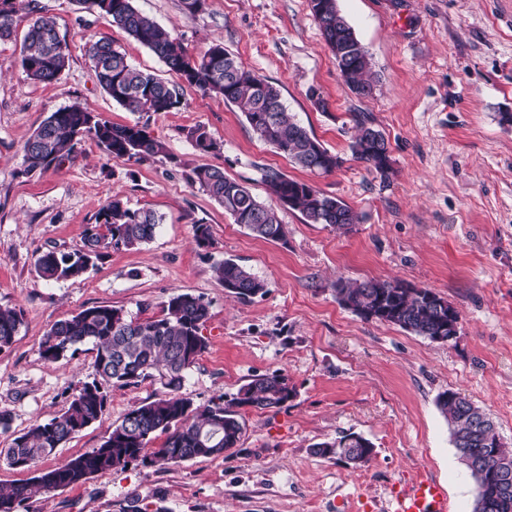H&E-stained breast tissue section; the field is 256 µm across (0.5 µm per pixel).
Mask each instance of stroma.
I'll list each match as a JSON object with an SVG mask.
<instances>
[{"instance_id": "1", "label": "stroma", "mask_w": 512, "mask_h": 512, "mask_svg": "<svg viewBox=\"0 0 512 512\" xmlns=\"http://www.w3.org/2000/svg\"><path fill=\"white\" fill-rule=\"evenodd\" d=\"M142 13L199 55L211 41L276 84L292 118L342 160L330 173L291 164L257 138L223 97L183 90L174 112H130L97 83L87 49L110 40L139 69L169 83L159 58L78 0H35L0 41V308L23 322L0 350V448L61 413L94 377L88 346L57 361L40 343L58 321L109 305L146 320L169 297L202 296L208 348L188 371L183 396L205 407L231 399L254 376L281 372L294 396L283 407L248 409L236 448L220 457L158 466L133 462L36 496L24 512H386L390 487L418 475L441 483L448 512H473L475 487L459 462L436 399L453 390L482 406L512 448V0H338L368 50L380 82L358 98L341 77L309 0H206L190 14L181 0H135ZM55 16L68 65L53 83L27 78L21 35L36 14ZM318 88L326 109L308 98ZM82 103L115 124H139L164 153L135 163L94 141L74 162L25 175L22 148L51 113ZM366 113L390 144L381 177L351 153L353 115ZM202 128L221 150L190 137ZM218 165L268 206L267 170L344 201L358 221L346 232L278 209L287 239L254 237L192 183ZM162 218L152 240L108 252L82 277L46 283L39 252L81 246L108 198ZM213 244L197 246L196 225ZM249 267L265 292L226 295L214 268L226 257ZM397 279L428 288L460 314L458 336L433 343L366 321L336 299L337 279ZM159 383L107 390L104 416L42 459L52 468L99 447ZM356 433L370 462L313 455V444Z\"/></svg>"}]
</instances>
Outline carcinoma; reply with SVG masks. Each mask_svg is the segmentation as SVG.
<instances>
[{
	"instance_id": "cac0c4a2",
	"label": "carcinoma",
	"mask_w": 512,
	"mask_h": 512,
	"mask_svg": "<svg viewBox=\"0 0 512 512\" xmlns=\"http://www.w3.org/2000/svg\"><path fill=\"white\" fill-rule=\"evenodd\" d=\"M111 25L127 32L151 50L182 82L204 94H216L238 106L257 137L282 153L296 166L318 173L334 171L340 158L325 148L285 112L280 89L245 68L221 42H213L200 55L187 53L181 42L156 21L136 9L133 0H81ZM0 40L14 33V17L23 0H0ZM312 16L336 59L337 68L359 98L373 95L371 58L354 29L340 12L337 0H310ZM96 79L102 90L131 112H173L182 105L181 85L132 66L125 54L100 38L88 48ZM68 63V46L56 22L37 17L24 35L21 68L26 76L42 83L60 77ZM356 135L352 154L381 176L390 171V151L385 134L368 117H353ZM197 149L218 152L221 146L202 128L190 133ZM95 141L108 155L142 161L164 152L163 143L137 124L119 125L79 104L60 108L41 123L23 146L25 174L59 167L72 159L83 139ZM192 181L224 206L234 222L253 235L283 241L285 225L274 208L258 201L248 187L225 176L219 166L199 168ZM269 193L280 205L297 210L309 224H327L347 230L356 223L348 205L313 185L276 170L264 176ZM161 217L144 209H131L117 198L101 207L97 223L86 228L83 244L72 251L47 250L36 262L38 277L45 282L79 278L85 267L81 257L100 260L106 251L134 249L151 239ZM224 290L240 300L264 292L265 283L246 266L226 258L215 267ZM433 291L415 288L399 280L336 281V298L345 308L366 321H380L431 340L448 326V312L456 311L448 300L430 301ZM209 304L190 293L173 295L163 316L139 321L109 305L87 307L52 325L40 349L47 360H58L87 343L94 352L95 377L72 396L58 416L32 425L0 448V463L30 470L56 448L97 422L107 407L109 386L135 387L152 379L162 394L130 409L103 443L89 452L51 469L38 470L29 481L0 491V512H19L35 493L49 494L74 486L92 475L124 468L140 460L160 466L195 458L218 457L236 447L243 433L241 410L280 408L294 396L287 378L279 373L257 375L242 385L238 396L202 409L180 394L185 374L207 350L203 329ZM22 323L21 313L0 309V350L9 347ZM437 406L448 422L458 459L470 458L478 467L469 470L481 512H512V448L498 446L494 422L485 410L452 390L438 396ZM165 440L156 448L154 440ZM346 436L311 446L321 457L338 456L355 468L369 463L355 448L344 444Z\"/></svg>"
}]
</instances>
